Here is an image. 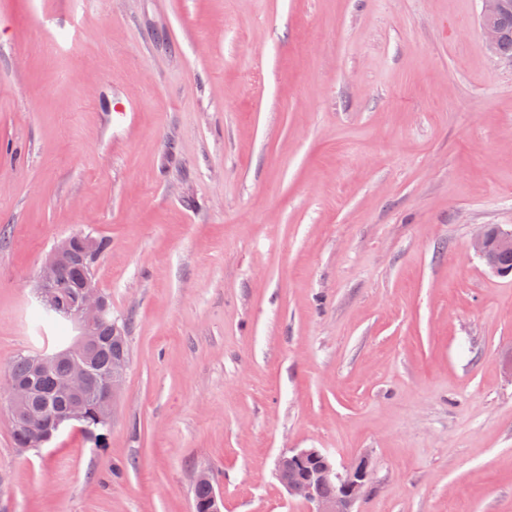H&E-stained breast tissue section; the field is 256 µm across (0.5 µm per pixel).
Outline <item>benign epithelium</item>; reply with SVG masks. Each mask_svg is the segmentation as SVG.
<instances>
[{
    "label": "benign epithelium",
    "mask_w": 512,
    "mask_h": 512,
    "mask_svg": "<svg viewBox=\"0 0 512 512\" xmlns=\"http://www.w3.org/2000/svg\"><path fill=\"white\" fill-rule=\"evenodd\" d=\"M512 11V0H482L481 28L483 46L495 51L501 38L496 18ZM472 248L475 254L495 274L512 275V268L501 263L500 256L512 253V229L490 228L477 236ZM96 238L86 232H76L60 240L51 250L40 272L36 291L39 302L60 312L75 325L78 335L67 347L51 353L31 356L33 371L41 374L61 360L71 363V369L57 383V390L70 400L67 412L46 420L38 430L29 435L28 447L42 448L68 425L82 422L87 417L85 403L91 394L90 372L87 359L96 346L97 326L105 321L108 303L95 277L98 255ZM82 260L86 273L83 276L76 301L64 308L58 303L57 289L61 273L76 260ZM125 361L113 365L112 373L100 377L96 417L101 423L111 421L114 406L122 390ZM11 428H29L30 417L19 413V407L29 400L31 392L24 386L10 382ZM298 471L304 474L306 502L311 512H353L360 499L367 479L365 466L358 463L338 470L329 456L318 448H302L281 454L276 461V474L288 495L293 496L298 486L288 476Z\"/></svg>",
    "instance_id": "1"
}]
</instances>
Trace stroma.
<instances>
[{"label": "stroma", "mask_w": 512, "mask_h": 512, "mask_svg": "<svg viewBox=\"0 0 512 512\" xmlns=\"http://www.w3.org/2000/svg\"><path fill=\"white\" fill-rule=\"evenodd\" d=\"M481 0H0V512H512V62ZM124 324L100 436L17 448L8 369L72 341L35 296L72 233ZM472 248L493 273L500 276L512 275V268L500 261L502 254L512 253V229L504 230L498 227L484 229L474 239ZM312 461L319 465L306 468L305 464ZM275 470L283 488L292 497L302 483L298 487L289 476L303 472L305 497L311 512H354V505L360 499L367 479L362 462L339 471L329 456L318 448H302L281 454ZM327 487H333L334 493L326 494ZM212 476L210 473L206 471H202L198 473L193 481V487L197 486L193 491V495L200 506H204L205 503L209 500L208 506L205 511L208 512H222L224 509V499L223 496L220 495L215 487L213 488V492L211 494V486L209 484L204 483H212ZM201 484V485H199Z\"/></svg>", "instance_id": "1"}]
</instances>
